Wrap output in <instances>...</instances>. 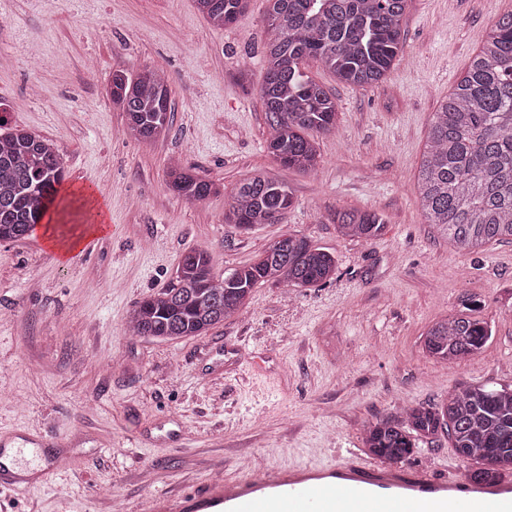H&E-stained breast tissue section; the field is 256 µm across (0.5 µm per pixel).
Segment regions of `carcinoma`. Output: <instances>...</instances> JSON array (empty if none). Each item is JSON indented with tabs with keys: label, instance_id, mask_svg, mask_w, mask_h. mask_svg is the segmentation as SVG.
Returning a JSON list of instances; mask_svg holds the SVG:
<instances>
[{
	"label": "carcinoma",
	"instance_id": "cac0c4a2",
	"mask_svg": "<svg viewBox=\"0 0 512 512\" xmlns=\"http://www.w3.org/2000/svg\"><path fill=\"white\" fill-rule=\"evenodd\" d=\"M215 26L242 17L248 0H195ZM266 68L256 93L265 112L267 150L283 166L314 173L322 163L308 132L336 128L333 94L305 71L314 61L344 85L379 83L401 49L407 0H269ZM112 104L125 112L128 132L152 142L169 131L171 93L160 71L144 66L132 80L112 72ZM64 177L60 154L24 130L0 134V240L30 235L47 216ZM169 187L188 201L217 193L212 180L174 164ZM418 202L458 250L477 253L487 243L512 240V11L486 34L465 75L439 104L417 173ZM288 185L257 173L235 187L224 219L251 228L279 224L292 206ZM332 223L345 237L369 240L386 226L382 214L338 209ZM206 248L184 254L167 288L139 303L128 321L133 335L160 341L199 336L242 308L254 288L272 281L286 288H313L336 276V257L301 234H280L253 260L213 274ZM461 310L435 322L424 351L442 362L478 354L492 336L472 316L470 296ZM446 437L457 456L477 468L467 477L500 482L512 471V388L470 385L448 392L440 404L394 412L363 430L365 452L388 465L406 461L421 442Z\"/></svg>",
	"mask_w": 512,
	"mask_h": 512
}]
</instances>
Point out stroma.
Instances as JSON below:
<instances>
[{"label":"stroma","mask_w":512,"mask_h":512,"mask_svg":"<svg viewBox=\"0 0 512 512\" xmlns=\"http://www.w3.org/2000/svg\"><path fill=\"white\" fill-rule=\"evenodd\" d=\"M269 0L213 26L195 0H0V115L51 139L63 187L55 223L84 232L68 256L42 231L0 241V431H51L49 481L14 492L17 512H142L144 500L202 491L214 473L245 479L292 464L326 465L363 451V429L401 406L436 404L469 385L512 387V242L477 254L449 244L416 202L433 115L512 0H408L402 51L378 86L308 74L336 99L335 130L317 135V172L283 168L266 149L255 91L265 69ZM162 70L172 124L131 137L107 88L113 70ZM248 70L249 84L234 78ZM180 163L219 192L188 201L169 190ZM262 171L288 184L282 223H225L234 187ZM339 208L382 214L370 240L338 233ZM332 252L335 278L285 292L265 283L240 313L202 335L132 338L137 302L157 294L181 257L214 256L215 275L250 261L283 231ZM468 293L492 329L458 364L425 355L422 336ZM448 439L423 443L403 470L447 474Z\"/></svg>","instance_id":"1"}]
</instances>
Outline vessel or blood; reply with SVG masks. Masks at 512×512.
Listing matches in <instances>:
<instances>
[{"mask_svg":"<svg viewBox=\"0 0 512 512\" xmlns=\"http://www.w3.org/2000/svg\"><path fill=\"white\" fill-rule=\"evenodd\" d=\"M0 439V512L13 505L20 484ZM154 512H512V483L488 488L456 472L390 473L363 462L323 467L291 465L241 481L216 480L201 493L157 500Z\"/></svg>","mask_w":512,"mask_h":512,"instance_id":"vessel-or-blood-1","label":"vessel or blood"}]
</instances>
